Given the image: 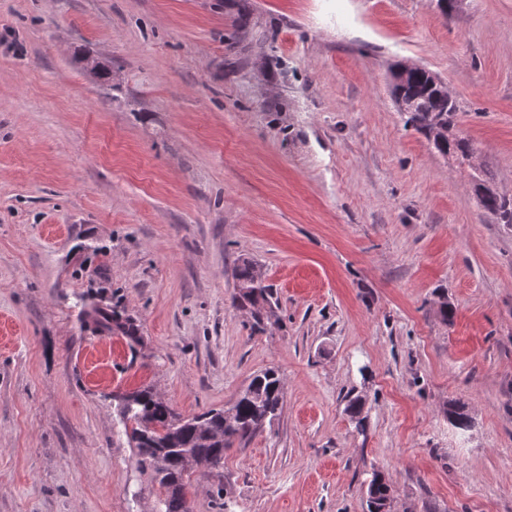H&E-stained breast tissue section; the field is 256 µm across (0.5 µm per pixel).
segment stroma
<instances>
[{"mask_svg":"<svg viewBox=\"0 0 512 512\" xmlns=\"http://www.w3.org/2000/svg\"><path fill=\"white\" fill-rule=\"evenodd\" d=\"M401 63L512 197V0H0V512H155L121 397L198 414L271 366L280 416L192 512H367L376 472L392 512H512V227L405 125ZM234 277L236 279L237 292L233 296V304L241 309L249 310L255 324L253 329L264 330V319L270 320L269 311H272V288L266 285L257 266L246 259L238 260ZM257 327V328H256ZM85 316L91 320L97 332L124 336L131 342L139 340L140 326L131 318L123 317L116 308L112 307L109 311L103 307L94 306L85 311Z\"/></svg>","mask_w":512,"mask_h":512,"instance_id":"35a3bbf8","label":"stroma"}]
</instances>
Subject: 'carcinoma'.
Wrapping results in <instances>:
<instances>
[{
	"label": "carcinoma",
	"instance_id": "cac0c4a2",
	"mask_svg": "<svg viewBox=\"0 0 512 512\" xmlns=\"http://www.w3.org/2000/svg\"><path fill=\"white\" fill-rule=\"evenodd\" d=\"M433 73L410 75L402 86L404 97L414 102L407 113L406 124L425 136L448 129V136L433 137L434 148L443 156L468 159L474 152L470 139L458 128V106L448 95L430 88ZM477 188L484 191L486 211L498 223L512 226V198L500 194L482 168L472 171ZM237 292L233 304L250 311L255 327H260L272 310V288L266 285L257 266L246 259L234 269ZM95 331L139 340L140 326L118 310L94 306L85 311ZM284 387L279 371L269 367L254 375L247 387L228 408L210 409L201 414L181 416L152 389L143 388L123 397L121 423L129 440L137 448V465L151 472L162 490L157 512H191L187 493L190 469L186 458L199 457L210 463L209 469L224 467V449L234 442L248 440L272 422L283 405ZM365 402L355 396L348 400L345 411L355 427L365 431ZM392 497L391 487L379 474H374L367 487V506L382 507Z\"/></svg>",
	"mask_w": 512,
	"mask_h": 512
}]
</instances>
